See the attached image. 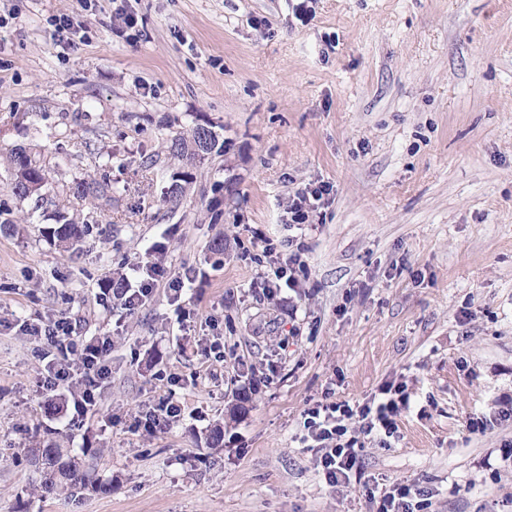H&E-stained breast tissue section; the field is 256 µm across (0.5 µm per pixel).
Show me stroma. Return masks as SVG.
Returning <instances> with one entry per match:
<instances>
[{
  "mask_svg": "<svg viewBox=\"0 0 512 512\" xmlns=\"http://www.w3.org/2000/svg\"><path fill=\"white\" fill-rule=\"evenodd\" d=\"M197 125L220 147L174 205L166 141ZM17 144L52 180L38 206L0 168V512H375L413 483L425 512H512V419L468 427L512 405V0H0V153ZM96 169L110 205L65 193ZM310 184L332 188L319 223L288 225ZM60 207L94 227L69 252L42 235ZM300 244L299 287L268 296ZM148 259L182 295L126 310L103 283ZM61 317L112 340L83 416L40 386L29 328ZM386 382L409 396L397 433L328 484L305 410ZM167 397L180 416L146 432ZM51 441L109 491L42 493Z\"/></svg>",
  "mask_w": 512,
  "mask_h": 512,
  "instance_id": "stroma-1",
  "label": "stroma"
}]
</instances>
